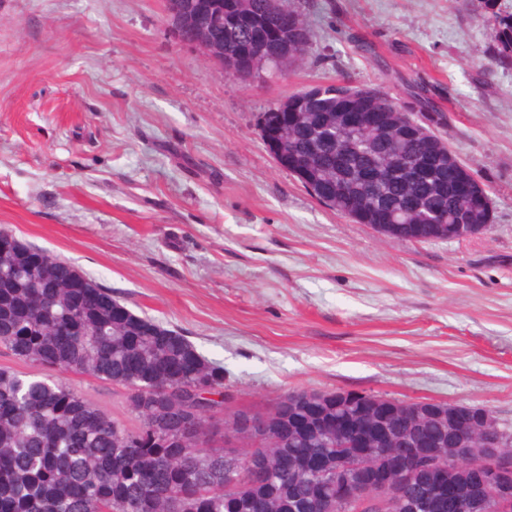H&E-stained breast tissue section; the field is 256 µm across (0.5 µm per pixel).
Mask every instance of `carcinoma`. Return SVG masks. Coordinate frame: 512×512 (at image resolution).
Listing matches in <instances>:
<instances>
[{
    "label": "carcinoma",
    "instance_id": "1",
    "mask_svg": "<svg viewBox=\"0 0 512 512\" xmlns=\"http://www.w3.org/2000/svg\"><path fill=\"white\" fill-rule=\"evenodd\" d=\"M250 21L212 34L240 69L280 76L302 61L311 32L295 20L283 29L281 0H234ZM490 63L512 67V13L484 19ZM288 39V60L257 55V41ZM280 102V139L296 176L326 170L303 183L332 209L343 198L357 208L358 224L380 213L405 215L420 224H457L473 234L492 223L491 201L472 206L471 174L448 172V142L439 134L446 115L425 87L408 96L421 117L398 99H380L394 123L384 130L362 117L366 108L348 95H380L352 85H320ZM13 238L0 261V346L43 371L28 378L0 367V512H350L337 496L336 466L356 452L361 437L387 467L392 429L353 391L291 390L265 414L237 409L222 399L224 369L204 359L174 330L112 298L56 254ZM62 370L124 389L126 417L103 411L88 395L57 380ZM220 399L215 400L213 396ZM260 419L268 437L232 453L218 445L224 422ZM442 419H429L415 439L437 442ZM512 446V425L497 417L480 430L474 446ZM472 461L457 458L443 471L416 466L402 474L400 512H455L453 491L471 480Z\"/></svg>",
    "mask_w": 512,
    "mask_h": 512
}]
</instances>
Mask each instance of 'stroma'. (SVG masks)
Segmentation results:
<instances>
[{
    "instance_id": "obj_1",
    "label": "stroma",
    "mask_w": 512,
    "mask_h": 512,
    "mask_svg": "<svg viewBox=\"0 0 512 512\" xmlns=\"http://www.w3.org/2000/svg\"><path fill=\"white\" fill-rule=\"evenodd\" d=\"M285 3L307 59L253 83L175 38L166 0H0V228L185 336L232 405L373 392L512 424V69L485 68L486 0ZM342 83L429 88L492 224L390 239L279 167L257 115ZM63 378L124 414L122 388Z\"/></svg>"
}]
</instances>
